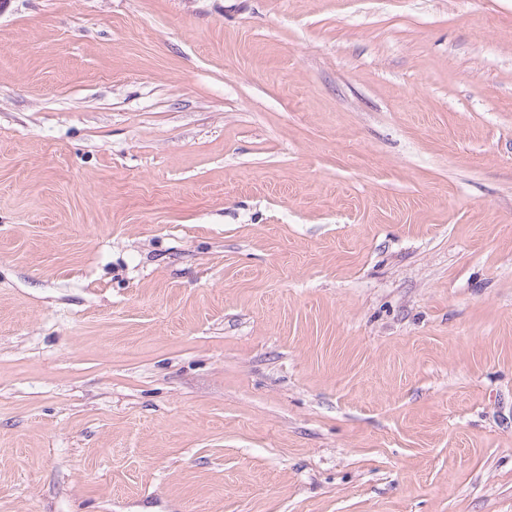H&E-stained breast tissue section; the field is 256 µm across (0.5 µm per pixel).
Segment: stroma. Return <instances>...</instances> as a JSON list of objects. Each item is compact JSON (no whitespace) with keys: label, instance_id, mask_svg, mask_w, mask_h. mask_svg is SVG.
Masks as SVG:
<instances>
[{"label":"stroma","instance_id":"stroma-1","mask_svg":"<svg viewBox=\"0 0 512 512\" xmlns=\"http://www.w3.org/2000/svg\"><path fill=\"white\" fill-rule=\"evenodd\" d=\"M0 512H512V0H7Z\"/></svg>","mask_w":512,"mask_h":512}]
</instances>
